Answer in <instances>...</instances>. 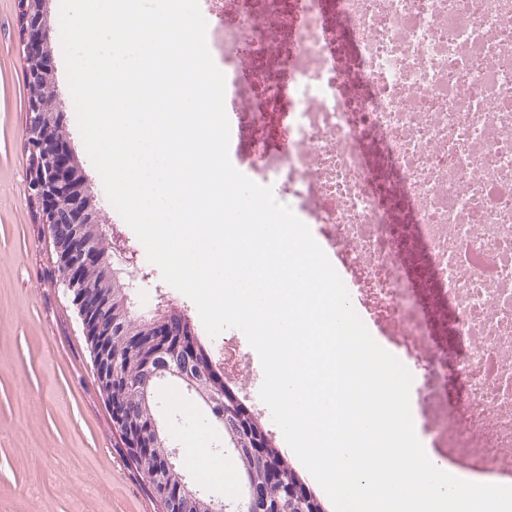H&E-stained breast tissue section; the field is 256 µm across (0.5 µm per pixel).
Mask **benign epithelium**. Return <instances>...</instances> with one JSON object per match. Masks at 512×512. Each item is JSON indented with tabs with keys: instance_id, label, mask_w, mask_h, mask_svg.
<instances>
[{
	"instance_id": "obj_1",
	"label": "benign epithelium",
	"mask_w": 512,
	"mask_h": 512,
	"mask_svg": "<svg viewBox=\"0 0 512 512\" xmlns=\"http://www.w3.org/2000/svg\"><path fill=\"white\" fill-rule=\"evenodd\" d=\"M19 3L25 32L24 56L29 91L26 113L27 196L36 208L38 223L42 224L52 243L55 265L64 270V276L56 283L70 296L81 320L97 384L110 406L114 421L120 425L128 410L112 403V382L116 377L117 350L121 344L137 341L138 334L155 337L157 349L141 363V384L144 388L159 375V357H168L175 362V366H169L167 370L181 376L189 388L199 386L197 375L186 369L195 361L197 349L183 323L167 315L151 320L145 327L134 323L129 332L123 329L113 331L112 321L105 316L112 299L93 294L86 273L89 268L104 263L105 256L95 241L83 235V225L98 224V212L88 197L74 191L79 163L68 138L58 134L60 117L57 108L50 106L44 95L48 79L47 62L51 54L47 0H19ZM99 234L108 244V251L112 252L111 260L120 265L118 272L125 276V287L138 280H147L138 265L137 250L127 240L114 236L112 226L106 224H99ZM152 425L153 422L148 421L129 432L131 455L152 454V444L145 436ZM154 490L166 504L167 512H188L189 499L198 494L185 482L172 484L160 479ZM270 502L266 490L261 488L249 495H233L219 505L217 512H264Z\"/></svg>"
}]
</instances>
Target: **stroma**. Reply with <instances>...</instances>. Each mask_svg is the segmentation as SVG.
<instances>
[{
  "label": "stroma",
  "instance_id": "stroma-1",
  "mask_svg": "<svg viewBox=\"0 0 512 512\" xmlns=\"http://www.w3.org/2000/svg\"><path fill=\"white\" fill-rule=\"evenodd\" d=\"M22 41L18 0H0V512H156L115 450L112 419L95 387L80 320L48 276L53 247L26 196ZM51 48L61 120L100 218L138 247L85 150L63 50L56 42ZM138 262L149 275L134 290L139 308L152 312L172 305L205 335L195 304L163 280L146 253H139ZM160 417L177 453L193 446L223 460L228 482L207 489L229 497L236 471L221 436L203 427L193 404L175 389L164 390Z\"/></svg>",
  "mask_w": 512,
  "mask_h": 512
}]
</instances>
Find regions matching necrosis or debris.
I'll return each mask as SVG.
<instances>
[{
    "mask_svg": "<svg viewBox=\"0 0 512 512\" xmlns=\"http://www.w3.org/2000/svg\"><path fill=\"white\" fill-rule=\"evenodd\" d=\"M199 5L231 163L336 257L426 452L512 481V0Z\"/></svg>",
    "mask_w": 512,
    "mask_h": 512,
    "instance_id": "4bbe7bcc",
    "label": "necrosis or debris"
}]
</instances>
